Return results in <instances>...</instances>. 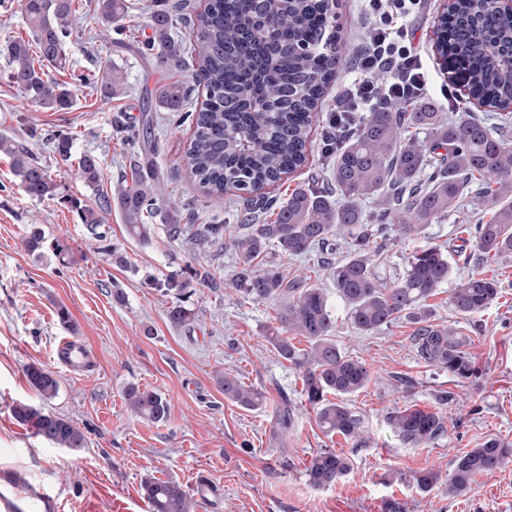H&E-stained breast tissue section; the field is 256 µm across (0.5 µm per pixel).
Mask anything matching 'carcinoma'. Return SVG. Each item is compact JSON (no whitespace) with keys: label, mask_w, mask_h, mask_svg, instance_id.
Listing matches in <instances>:
<instances>
[{"label":"carcinoma","mask_w":512,"mask_h":512,"mask_svg":"<svg viewBox=\"0 0 512 512\" xmlns=\"http://www.w3.org/2000/svg\"><path fill=\"white\" fill-rule=\"evenodd\" d=\"M20 6L32 42L13 39L0 45L9 77L35 105L65 112L74 106L73 91L48 79L45 69L66 66L74 0H20ZM125 9V0H98L105 36L120 29ZM182 9L180 3L170 11L151 13L150 19V46L172 70L184 65L183 48L172 35ZM335 9L333 0H207L197 15L201 35L190 46V54L202 63L201 108L184 111L189 88L174 78L155 88L154 97L160 107L175 113L177 121H191L193 133L182 156L186 173L206 189L213 204H220L233 189L244 205V232L234 237L224 238L222 224H182L175 216L165 225L168 236L183 241L190 253L225 242L239 255L240 268L232 275L231 286L253 301L274 296L281 302L280 328L269 340L301 373V393L315 410L320 428L361 445L362 422L347 401L366 387L370 371L337 343L327 293L315 284L286 278L272 259L261 266L254 261L271 244L290 255L318 252L356 330L372 333L405 317L414 326L410 341L420 361L469 380L478 373L468 352L471 338L434 322L426 305L454 278L448 253L437 246L419 247L401 278L390 285L379 281L374 261L390 244L393 232L416 236L470 194L492 212V219L470 228L466 247L484 258L512 255V140L473 117L450 122L443 108L431 102L389 100L368 112L335 149L328 187L297 188L283 203L254 197L307 164L315 110L342 61ZM471 12L472 0H453L449 15L434 32L436 50L444 58L453 57L473 100L507 119L512 116V73L503 69L497 46L512 43V25L491 12L473 23ZM125 79L122 69L107 67L86 81L111 98L121 93ZM413 128L426 131L427 138L410 133ZM0 150L11 155L13 175L26 194H56V180L28 146L1 134ZM77 169L86 186L97 185V156L83 154ZM368 200L376 203L369 216L364 210ZM114 206L128 235L142 244L153 239V219L167 208L177 209L165 195L149 154L132 184L118 185L113 196L100 195L94 208L75 205L80 223L100 243V250L119 262L123 256L108 242L102 224V214ZM262 211L272 212L274 222H252L253 214ZM341 243L348 253L336 264L330 257ZM24 244L31 252L44 248L41 225H28ZM164 291L176 299L167 310L169 321L177 327L190 324L195 313L182 300L188 294L186 283L169 277ZM499 292L495 278L467 276L449 291V305L455 313L471 317L487 309ZM296 338L306 346L297 347ZM26 376L43 398L57 395L59 381L53 372L32 364ZM220 384L224 397L244 408L267 403L263 392L235 377L226 376ZM124 399L141 417L161 421L168 416L169 403L156 391L130 383ZM447 404L448 396L443 395L431 410L411 405L389 412L386 421L403 444L427 445L447 431ZM12 412L58 448L85 447L84 432L63 416L24 402L16 403ZM291 426L285 404L275 410L274 433L283 436ZM511 458L512 446L488 438L457 457L448 475L427 469L413 475L412 481L421 491L443 485L448 496L457 497L477 476L501 468ZM350 469L347 456L324 448L312 456L305 475L313 488L325 489ZM141 489L153 512H191L190 498L176 481L148 477Z\"/></svg>","instance_id":"carcinoma-1"}]
</instances>
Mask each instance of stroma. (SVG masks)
Instances as JSON below:
<instances>
[{
  "label": "stroma",
  "instance_id": "stroma-1",
  "mask_svg": "<svg viewBox=\"0 0 512 512\" xmlns=\"http://www.w3.org/2000/svg\"><path fill=\"white\" fill-rule=\"evenodd\" d=\"M170 2L126 0L121 30L104 39L97 0H78L68 40L70 65L51 73L75 91L76 103L67 112H50L28 101L0 57V134L26 142L59 184L56 196L29 197L0 155V468L23 467L53 486L58 512H151L141 493L149 476L181 483L192 496L191 512H382L388 498L403 501L408 512H512V462L478 476L454 498L443 486L422 492L410 483L413 473L425 469L447 473L456 457L487 438L512 444V257L475 258L463 245L470 225L489 221V213L470 203L457 207L424 227L419 240L398 238L375 265L382 281H393L420 242L447 250L457 273L499 281L498 300L469 318L451 309L448 287L427 301L436 322L455 325L471 337L468 351L477 378L462 382L418 361L407 321L371 334L356 331L342 301L330 296L337 342L371 371L370 382L349 401L363 420L365 441L359 447L322 432L301 394L299 370L268 340L269 328L279 325V302L253 301L227 288L239 264L235 251L211 248L189 255L160 225L144 245L127 235L114 211L105 214L104 224L124 258L119 264L99 251L80 223L70 198L95 206L98 194L135 178L149 151L168 194L188 204L190 223L222 224L230 236L239 232L240 200L229 192L223 203L213 205L182 171L189 127L175 123L150 96L174 75L192 87L198 82L195 60L174 73L146 48L150 13ZM443 7L444 0H424L407 22L431 70L428 98L445 107L450 118L484 117V109L470 102L435 49L434 30ZM107 65L127 75L125 93L112 99L79 82L81 75ZM354 76L353 69L343 70L318 107L308 136L307 166L266 188L267 196L283 201L296 188L329 180L334 159L322 151L323 131L343 84ZM445 86L452 98L443 96ZM145 118L151 123L149 136L127 138L125 125ZM57 133L72 136L75 158L86 152L98 156L96 188L82 181L75 158L65 162L55 154L51 138ZM31 224L42 225L48 240L38 253L24 245ZM58 238L70 247L62 260L50 247ZM189 265L208 267L213 279L195 284L190 297L195 320L177 327L167 317L173 298L158 283L184 274ZM59 305L68 308L72 328L59 324ZM70 332L95 351L99 369L94 375L70 374L54 361L59 338ZM32 364L57 376L55 398L43 399L29 384L25 371ZM226 375L263 390L266 406L244 409L226 399L219 384ZM398 376L406 379V387L395 386ZM130 383L166 397L167 419L155 422L131 413L123 397ZM445 393L450 396L447 433L425 446L401 443L386 422L387 413L413 404L434 408ZM18 402L64 415L84 431L86 447L70 451L34 436L13 416ZM283 403L293 412V424L278 438L272 412ZM322 448L345 454L352 469L335 485L318 490L309 485L305 468ZM202 474L213 488L203 496L197 493Z\"/></svg>",
  "mask_w": 512,
  "mask_h": 512
}]
</instances>
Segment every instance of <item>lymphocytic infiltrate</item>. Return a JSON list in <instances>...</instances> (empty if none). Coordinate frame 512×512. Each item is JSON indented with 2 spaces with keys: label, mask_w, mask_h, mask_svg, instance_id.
I'll return each mask as SVG.
<instances>
[{
  "label": "lymphocytic infiltrate",
  "mask_w": 512,
  "mask_h": 512,
  "mask_svg": "<svg viewBox=\"0 0 512 512\" xmlns=\"http://www.w3.org/2000/svg\"><path fill=\"white\" fill-rule=\"evenodd\" d=\"M421 5L422 0H366L370 21L354 61L356 77L343 87L328 120L327 134L356 125L358 112L392 96L419 98L427 93L430 78L407 28L408 18ZM378 72L390 74V82H373L372 76Z\"/></svg>",
  "instance_id": "1"
}]
</instances>
